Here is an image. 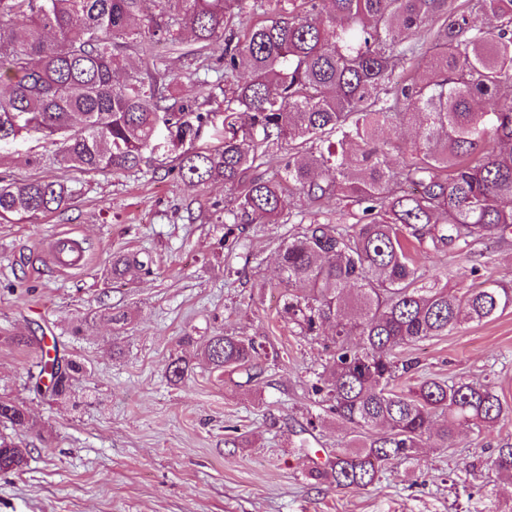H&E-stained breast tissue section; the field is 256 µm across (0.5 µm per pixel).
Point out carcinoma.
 Returning <instances> with one entry per match:
<instances>
[{
    "label": "carcinoma",
    "mask_w": 512,
    "mask_h": 512,
    "mask_svg": "<svg viewBox=\"0 0 512 512\" xmlns=\"http://www.w3.org/2000/svg\"><path fill=\"white\" fill-rule=\"evenodd\" d=\"M249 9L247 0H0V154L38 135L57 146V164L100 173L137 171L163 150L182 179L224 182L235 224H274L296 195L315 207L279 250L282 312L309 336L334 328L313 389L349 440L308 476L363 489L431 435L444 444L463 428L487 437L512 418L490 384L429 378L396 390L416 363L394 356L512 307V288L498 281L454 290L425 281L406 247L412 238L434 252L468 247L512 228V0L452 9L448 0H285L276 17L246 23ZM155 43L182 55L224 46L219 147H194L210 113L175 97L150 55ZM405 128L415 139L393 166L384 136ZM260 132L294 144L276 179L256 173ZM72 196L57 180L0 178V221L55 213ZM333 203L352 230L318 222ZM132 264L147 262L117 259L112 278ZM260 349L222 334L201 356L212 370L250 379ZM82 371L47 351L35 385L54 377L49 394L64 397ZM189 371L177 356L168 381L178 385ZM0 422L31 427L11 399H0ZM375 428L382 434L372 438ZM25 463L1 436L0 473ZM495 465L512 480V443L497 448Z\"/></svg>",
    "instance_id": "obj_1"
}]
</instances>
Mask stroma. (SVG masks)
<instances>
[{
  "label": "stroma",
  "instance_id": "35a3bbf8",
  "mask_svg": "<svg viewBox=\"0 0 512 512\" xmlns=\"http://www.w3.org/2000/svg\"><path fill=\"white\" fill-rule=\"evenodd\" d=\"M184 101L211 115L198 148L224 140L221 47L163 54ZM51 145L29 139L0 157V176L43 177L75 191L68 207L18 224L0 223V395L27 409L35 426L0 428L28 451L17 473L0 474V512H507L512 480L493 463L498 435L428 440L408 461L386 465L366 488L336 489L307 478V444L325 460L346 430L312 389L333 349L331 329L306 336L282 313L277 251L294 224H229L223 183L190 185L170 154L140 170L84 174L50 163ZM39 157L32 165L30 157ZM70 233L83 269L59 276L51 236ZM430 274L449 287L481 280L512 284V232L433 254L412 244ZM119 255L151 258L146 270L111 275ZM112 310L127 320H107ZM233 334L263 346L256 374L224 375L199 359L209 337ZM46 336L84 371L69 397L38 395L28 381L40 352L20 337ZM193 370L167 379L175 356ZM428 377L491 383L512 405V308L445 336L397 349Z\"/></svg>",
  "mask_w": 512,
  "mask_h": 512
}]
</instances>
